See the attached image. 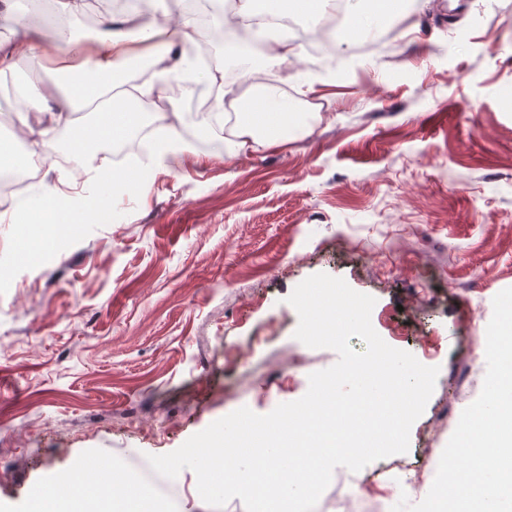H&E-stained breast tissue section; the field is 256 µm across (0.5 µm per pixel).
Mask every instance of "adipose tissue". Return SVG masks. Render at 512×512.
<instances>
[{
	"label": "adipose tissue",
	"instance_id": "obj_1",
	"mask_svg": "<svg viewBox=\"0 0 512 512\" xmlns=\"http://www.w3.org/2000/svg\"><path fill=\"white\" fill-rule=\"evenodd\" d=\"M167 20V14H155L144 20L136 19L126 29L113 27L111 18H103L91 46H84L73 36L62 35L61 41L68 50L66 59L61 61L48 60L40 53L41 28L30 24L26 27L24 42L9 50L0 48V73L15 69L25 56L37 65L50 64L63 86L58 109L52 118L71 131L67 150L81 160L89 173L105 181H121L129 190L135 191L143 181L140 158L130 156L123 168L112 170L106 168L97 148L135 135L141 124L138 95L155 94L160 87L149 82L140 85L137 93L123 92L121 97L111 99L102 107H95L94 102L107 90L116 88L118 70H137L146 63L162 68L166 73L189 68L188 47L195 21L186 17L172 28ZM45 101L44 87L31 84L20 111L24 136H37L38 131L30 117L41 113ZM89 106L94 109L93 119L87 123L75 121V112ZM293 108V102L272 86L261 87L254 95L239 98L236 124L232 130V154L284 142ZM21 137L0 136L1 175L12 173L20 166ZM189 148V142L172 123L155 128L148 144L151 159L163 170L170 169L172 162ZM91 211V206L84 200L48 184L41 195L13 215L11 221L20 226L23 236L48 241L60 234L63 225L79 223L83 215ZM74 471V487L37 489L32 495L31 512H113L108 490L112 482L119 484L125 493L124 512H162L160 504L141 491L139 478L133 472L116 470L107 478L84 458L75 463Z\"/></svg>",
	"mask_w": 512,
	"mask_h": 512
}]
</instances>
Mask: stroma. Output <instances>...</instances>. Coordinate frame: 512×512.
<instances>
[{"instance_id": "obj_1", "label": "stroma", "mask_w": 512, "mask_h": 512, "mask_svg": "<svg viewBox=\"0 0 512 512\" xmlns=\"http://www.w3.org/2000/svg\"><path fill=\"white\" fill-rule=\"evenodd\" d=\"M60 26L87 40L98 22L52 13L43 43L63 57ZM379 32L389 55L363 53L371 32L347 43L332 30L333 68L303 49L277 65L268 45L243 58L210 42L215 70L261 67L298 105L288 142L231 157L214 125L210 148L100 199L95 219L24 262L11 218L45 182L99 199L64 149L68 127L44 122L49 159L0 202V512H24L81 456L135 472L179 512H246L237 498L214 510L192 470L169 480L146 457L241 407L295 401L337 362L294 337L287 298L317 273L373 296L376 332L439 374L408 452L336 468L314 512L419 503L425 453L441 455L482 390L474 330L512 288V0H411ZM12 77L0 86L5 135L31 81H54L24 62ZM312 101L318 111H303Z\"/></svg>"}]
</instances>
